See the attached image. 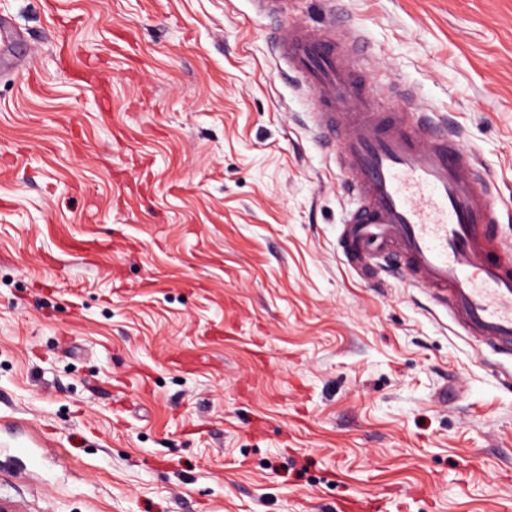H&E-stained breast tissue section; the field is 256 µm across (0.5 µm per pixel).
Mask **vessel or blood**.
Wrapping results in <instances>:
<instances>
[{
    "mask_svg": "<svg viewBox=\"0 0 512 512\" xmlns=\"http://www.w3.org/2000/svg\"><path fill=\"white\" fill-rule=\"evenodd\" d=\"M271 44L314 98L357 198L343 220L346 263L359 273L398 264L409 281L447 298L467 335L512 343V252L500 245L502 212L475 154L426 112L410 122L368 102L332 38L286 26Z\"/></svg>",
    "mask_w": 512,
    "mask_h": 512,
    "instance_id": "1",
    "label": "vessel or blood"
}]
</instances>
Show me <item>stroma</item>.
Returning a JSON list of instances; mask_svg holds the SVG:
<instances>
[{"mask_svg": "<svg viewBox=\"0 0 512 512\" xmlns=\"http://www.w3.org/2000/svg\"><path fill=\"white\" fill-rule=\"evenodd\" d=\"M0 512H507L512 346L340 248L271 30L456 130L512 248V0H0Z\"/></svg>", "mask_w": 512, "mask_h": 512, "instance_id": "35a3bbf8", "label": "stroma"}]
</instances>
